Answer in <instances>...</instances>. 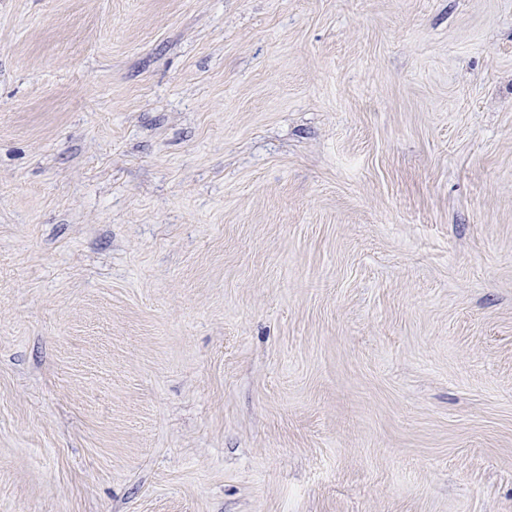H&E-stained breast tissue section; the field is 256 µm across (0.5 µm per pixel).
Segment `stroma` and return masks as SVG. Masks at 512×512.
I'll return each mask as SVG.
<instances>
[{
    "label": "stroma",
    "instance_id": "stroma-1",
    "mask_svg": "<svg viewBox=\"0 0 512 512\" xmlns=\"http://www.w3.org/2000/svg\"><path fill=\"white\" fill-rule=\"evenodd\" d=\"M0 512H512V0H0Z\"/></svg>",
    "mask_w": 512,
    "mask_h": 512
}]
</instances>
